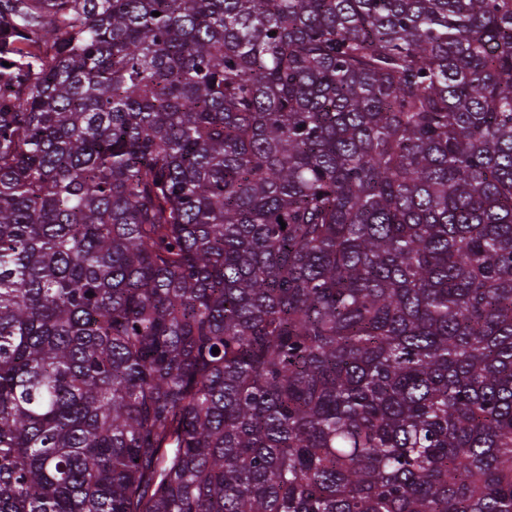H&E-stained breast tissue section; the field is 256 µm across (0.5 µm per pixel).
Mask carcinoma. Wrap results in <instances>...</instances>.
Segmentation results:
<instances>
[{
  "mask_svg": "<svg viewBox=\"0 0 512 512\" xmlns=\"http://www.w3.org/2000/svg\"><path fill=\"white\" fill-rule=\"evenodd\" d=\"M0 512H512V0H0Z\"/></svg>",
  "mask_w": 512,
  "mask_h": 512,
  "instance_id": "obj_1",
  "label": "carcinoma"
}]
</instances>
